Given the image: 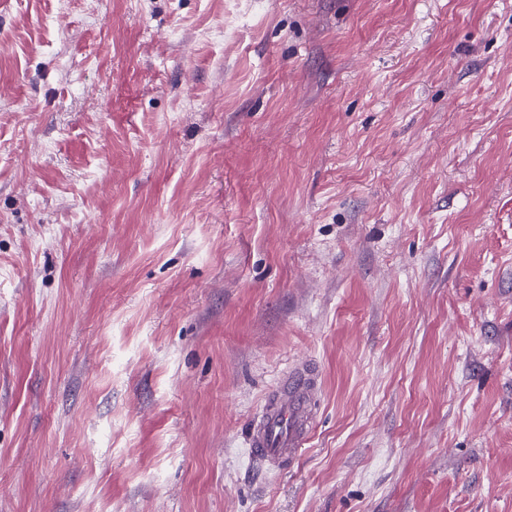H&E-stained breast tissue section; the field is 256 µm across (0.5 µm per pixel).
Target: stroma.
<instances>
[{"instance_id":"35a3bbf8","label":"stroma","mask_w":512,"mask_h":512,"mask_svg":"<svg viewBox=\"0 0 512 512\" xmlns=\"http://www.w3.org/2000/svg\"><path fill=\"white\" fill-rule=\"evenodd\" d=\"M0 512H512V0H0ZM317 374L308 366L293 367L280 381L255 418L248 445L253 457L268 467L294 463L311 432L317 401Z\"/></svg>"}]
</instances>
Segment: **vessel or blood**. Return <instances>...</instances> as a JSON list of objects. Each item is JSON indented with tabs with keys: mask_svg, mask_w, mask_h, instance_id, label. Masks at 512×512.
I'll list each match as a JSON object with an SVG mask.
<instances>
[{
	"mask_svg": "<svg viewBox=\"0 0 512 512\" xmlns=\"http://www.w3.org/2000/svg\"><path fill=\"white\" fill-rule=\"evenodd\" d=\"M318 391L312 368L302 365L288 371L249 433L248 445L256 460L269 467L295 461L310 436Z\"/></svg>",
	"mask_w": 512,
	"mask_h": 512,
	"instance_id": "obj_1",
	"label": "vessel or blood"
}]
</instances>
